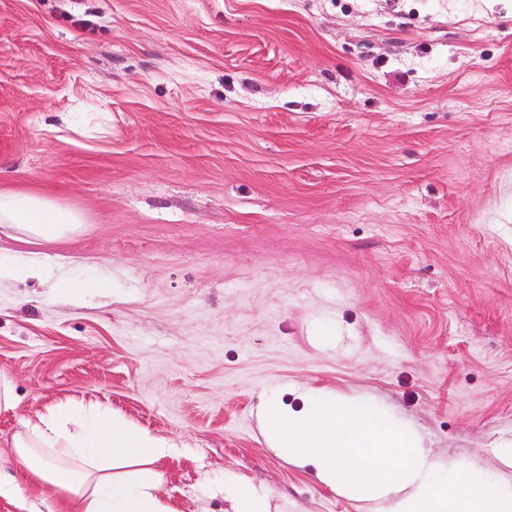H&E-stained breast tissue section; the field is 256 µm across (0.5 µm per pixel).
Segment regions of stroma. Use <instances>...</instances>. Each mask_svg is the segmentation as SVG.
I'll return each mask as SVG.
<instances>
[{"label":"stroma","instance_id":"35a3bbf8","mask_svg":"<svg viewBox=\"0 0 512 512\" xmlns=\"http://www.w3.org/2000/svg\"><path fill=\"white\" fill-rule=\"evenodd\" d=\"M0 188L87 220L0 228V470L75 400L175 512H368L262 433L321 390L512 486V0H0ZM18 275L43 279L49 275V268L25 253H14L3 259L0 255V279Z\"/></svg>","mask_w":512,"mask_h":512}]
</instances>
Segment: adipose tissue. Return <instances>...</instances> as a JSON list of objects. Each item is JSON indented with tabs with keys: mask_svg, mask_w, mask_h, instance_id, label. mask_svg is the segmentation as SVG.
<instances>
[{
	"mask_svg": "<svg viewBox=\"0 0 512 512\" xmlns=\"http://www.w3.org/2000/svg\"><path fill=\"white\" fill-rule=\"evenodd\" d=\"M83 215L35 192L0 190V225L54 241L81 231ZM21 475L0 471V498L19 494L20 480L53 487L79 512H173L156 494V465L173 447L94 406L61 402L37 420H22L12 439Z\"/></svg>",
	"mask_w": 512,
	"mask_h": 512,
	"instance_id": "obj_1",
	"label": "adipose tissue"
}]
</instances>
